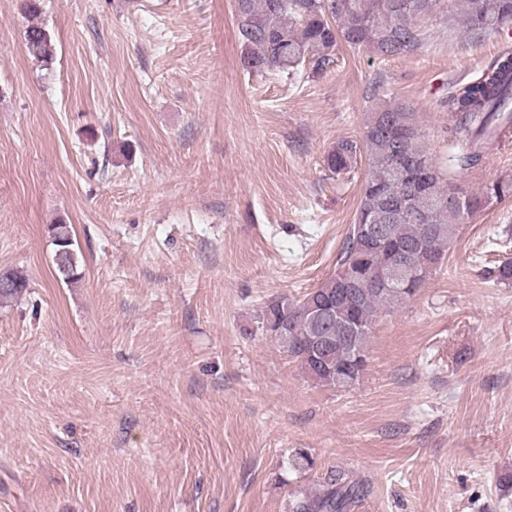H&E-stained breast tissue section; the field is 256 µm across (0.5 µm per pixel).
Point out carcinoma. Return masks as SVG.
<instances>
[{
	"label": "carcinoma",
	"mask_w": 512,
	"mask_h": 512,
	"mask_svg": "<svg viewBox=\"0 0 512 512\" xmlns=\"http://www.w3.org/2000/svg\"><path fill=\"white\" fill-rule=\"evenodd\" d=\"M441 0H235L238 33L246 67L296 75L305 66L317 73L336 62L344 47L380 59L413 54L427 39V25ZM466 32L512 30V0H450ZM31 57L50 68L56 46L37 23L24 35ZM448 137L461 146V169L479 166L487 151L512 130V55L493 59L473 82L451 86ZM366 154L369 172L336 264L317 287L298 298L278 297L261 310L258 328L275 337L317 382L347 390L357 383L342 369L368 356L374 316L393 308L421 288L424 280L392 271L400 261L433 272L441 268L458 232L475 211L509 192L495 183L481 195L454 190L433 164L425 133L410 106L387 100L370 113L360 139H342L329 150L330 172H348ZM457 196L454 204L448 198ZM380 224L383 239L373 241L361 226ZM0 303L26 288L19 272L5 276ZM318 337L316 351L307 338ZM370 492L348 470L331 468L311 491H301L289 512H350Z\"/></svg>",
	"instance_id": "cac0c4a2"
}]
</instances>
